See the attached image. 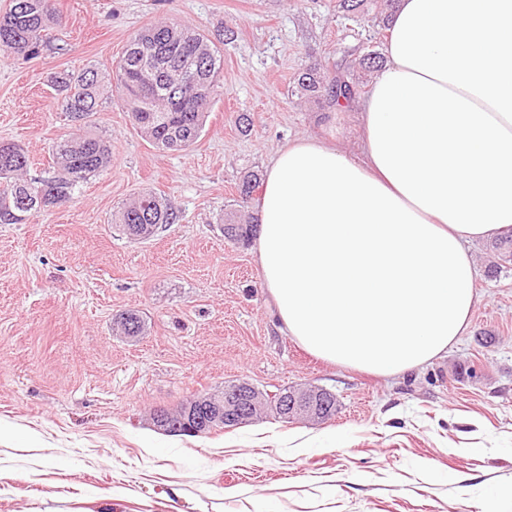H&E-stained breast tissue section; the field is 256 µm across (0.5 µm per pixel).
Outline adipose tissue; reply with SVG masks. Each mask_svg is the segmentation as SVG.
Masks as SVG:
<instances>
[{
	"label": "adipose tissue",
	"mask_w": 512,
	"mask_h": 512,
	"mask_svg": "<svg viewBox=\"0 0 512 512\" xmlns=\"http://www.w3.org/2000/svg\"><path fill=\"white\" fill-rule=\"evenodd\" d=\"M384 54L360 158L300 138L271 159L255 260L281 333L390 377L464 333L469 245L512 233V0H400Z\"/></svg>",
	"instance_id": "obj_1"
}]
</instances>
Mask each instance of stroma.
<instances>
[{"label":"stroma","instance_id":"obj_1","mask_svg":"<svg viewBox=\"0 0 512 512\" xmlns=\"http://www.w3.org/2000/svg\"><path fill=\"white\" fill-rule=\"evenodd\" d=\"M36 55L0 53V142L27 174L55 172L56 145L97 134L107 167L62 205L0 223V512H512V263L488 276L471 243L478 301L431 363L382 378L318 360L275 323L255 240H230L248 174L288 141L357 153L358 103L327 107L294 88L320 64L353 69L385 44L377 0L359 19L338 0H56ZM168 21L222 36L221 91L189 149L160 150L113 98L85 125L48 84L93 66L111 74L130 39ZM177 219L141 240L112 215L142 192ZM143 333L117 334L124 312ZM246 381L311 385L336 398L322 423L270 417L198 436L149 421Z\"/></svg>","mask_w":512,"mask_h":512}]
</instances>
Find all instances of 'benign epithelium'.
Wrapping results in <instances>:
<instances>
[{
	"label": "benign epithelium",
	"mask_w": 512,
	"mask_h": 512,
	"mask_svg": "<svg viewBox=\"0 0 512 512\" xmlns=\"http://www.w3.org/2000/svg\"><path fill=\"white\" fill-rule=\"evenodd\" d=\"M326 391L313 386L292 387L267 393L249 382H239L220 391L197 395L183 403L177 412H156L152 422L163 432L201 434L216 423L233 427L261 419L269 413L310 422L328 419L331 408L324 402ZM178 421H172L173 415Z\"/></svg>",
	"instance_id": "7a95c632"
}]
</instances>
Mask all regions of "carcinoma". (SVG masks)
Instances as JSON below:
<instances>
[{
  "mask_svg": "<svg viewBox=\"0 0 512 512\" xmlns=\"http://www.w3.org/2000/svg\"><path fill=\"white\" fill-rule=\"evenodd\" d=\"M56 0H11L0 15V50L18 55L38 53L43 32L62 24ZM224 56L207 36L179 24H153L134 35L112 73L107 86L98 71L87 67L78 72L54 74L50 83L61 96L64 110L73 121H82L101 111L118 93L133 126L152 145L162 150H186L204 130L216 95ZM296 89L303 95L324 99L341 107L360 93L349 71L328 75L318 67L300 73ZM111 144L96 136L66 139L56 147L58 172L45 179L26 176L29 158L15 143H0V222L19 224L27 213L72 198L76 186L106 167ZM176 215L162 197L144 193L126 203L112 216L126 232L138 237L143 224H172ZM253 226L241 217L225 219L224 234L247 237Z\"/></svg>",
  "mask_w": 512,
  "mask_h": 512,
  "instance_id": "cac0c4a2",
  "label": "carcinoma"
}]
</instances>
